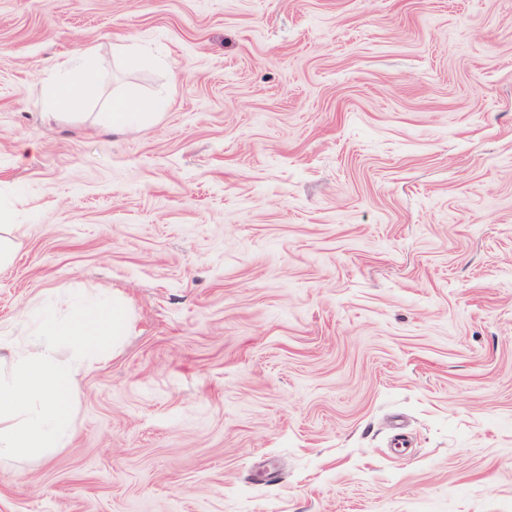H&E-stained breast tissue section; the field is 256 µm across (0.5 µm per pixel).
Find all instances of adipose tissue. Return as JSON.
Segmentation results:
<instances>
[{
	"label": "adipose tissue",
	"instance_id": "obj_1",
	"mask_svg": "<svg viewBox=\"0 0 512 512\" xmlns=\"http://www.w3.org/2000/svg\"><path fill=\"white\" fill-rule=\"evenodd\" d=\"M99 94V70L93 49L57 63L53 76L44 84L42 95L55 112L79 113ZM159 109L149 96H121L113 105L108 119L113 127L136 129Z\"/></svg>",
	"mask_w": 512,
	"mask_h": 512
}]
</instances>
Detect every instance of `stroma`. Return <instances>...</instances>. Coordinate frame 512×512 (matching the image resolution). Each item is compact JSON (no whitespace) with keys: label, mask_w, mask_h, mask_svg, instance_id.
Returning <instances> with one entry per match:
<instances>
[{"label":"stroma","mask_w":512,"mask_h":512,"mask_svg":"<svg viewBox=\"0 0 512 512\" xmlns=\"http://www.w3.org/2000/svg\"><path fill=\"white\" fill-rule=\"evenodd\" d=\"M0 249L126 310L0 512H512V0H0ZM54 70L42 88L44 101L51 110L79 113L97 98L99 70L92 48L57 63ZM159 107L152 97L123 95L113 104L108 119L113 128L135 130L141 122L152 117Z\"/></svg>","instance_id":"35a3bbf8"}]
</instances>
